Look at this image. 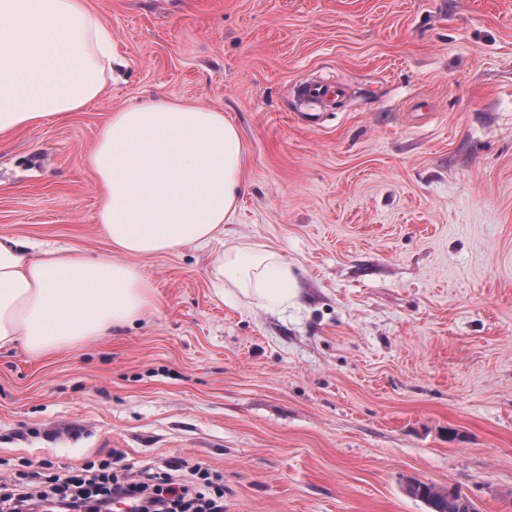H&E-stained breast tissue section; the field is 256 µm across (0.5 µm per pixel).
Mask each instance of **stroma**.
Segmentation results:
<instances>
[{
    "instance_id": "obj_1",
    "label": "stroma",
    "mask_w": 512,
    "mask_h": 512,
    "mask_svg": "<svg viewBox=\"0 0 512 512\" xmlns=\"http://www.w3.org/2000/svg\"><path fill=\"white\" fill-rule=\"evenodd\" d=\"M86 5L120 63L82 111L0 137V235L108 251L88 153L154 96L236 125L244 190L223 241L133 258L155 315L0 350V474L117 449L203 464L224 512H426L410 477L512 512V0ZM242 244L285 258L287 305L216 294Z\"/></svg>"
}]
</instances>
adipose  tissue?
Wrapping results in <instances>:
<instances>
[{"label":"adipose tissue","mask_w":512,"mask_h":512,"mask_svg":"<svg viewBox=\"0 0 512 512\" xmlns=\"http://www.w3.org/2000/svg\"><path fill=\"white\" fill-rule=\"evenodd\" d=\"M111 75L112 35L83 0H0V135L80 111ZM243 155L237 127L212 109L151 98L113 113L89 154L112 249L34 252L0 236V350L50 352L155 312L152 282L130 257L218 240ZM210 277L277 304L291 293L287 262L265 245L217 254Z\"/></svg>","instance_id":"obj_1"}]
</instances>
